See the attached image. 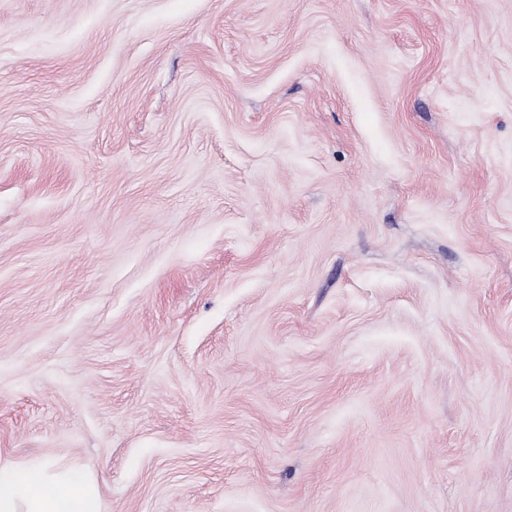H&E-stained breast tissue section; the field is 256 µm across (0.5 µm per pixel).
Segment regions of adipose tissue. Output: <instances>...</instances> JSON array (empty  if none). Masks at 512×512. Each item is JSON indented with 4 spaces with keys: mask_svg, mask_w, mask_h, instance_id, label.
<instances>
[{
    "mask_svg": "<svg viewBox=\"0 0 512 512\" xmlns=\"http://www.w3.org/2000/svg\"><path fill=\"white\" fill-rule=\"evenodd\" d=\"M100 490L86 470L0 466V512H100Z\"/></svg>",
    "mask_w": 512,
    "mask_h": 512,
    "instance_id": "obj_1",
    "label": "adipose tissue"
}]
</instances>
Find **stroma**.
Returning a JSON list of instances; mask_svg holds the SVG:
<instances>
[{
	"instance_id": "35a3bbf8",
	"label": "stroma",
	"mask_w": 512,
	"mask_h": 512,
	"mask_svg": "<svg viewBox=\"0 0 512 512\" xmlns=\"http://www.w3.org/2000/svg\"><path fill=\"white\" fill-rule=\"evenodd\" d=\"M102 512H512V0H0V462Z\"/></svg>"
}]
</instances>
